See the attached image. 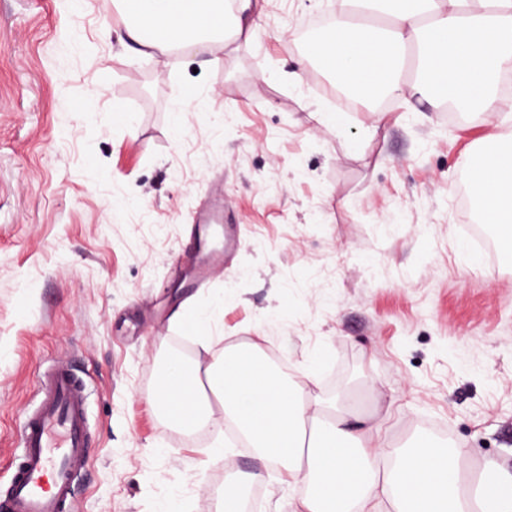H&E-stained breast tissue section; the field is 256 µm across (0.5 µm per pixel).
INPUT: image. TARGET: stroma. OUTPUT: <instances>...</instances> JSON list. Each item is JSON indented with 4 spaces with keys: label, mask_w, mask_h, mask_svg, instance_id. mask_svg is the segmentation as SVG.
Wrapping results in <instances>:
<instances>
[{
    "label": "stroma",
    "mask_w": 512,
    "mask_h": 512,
    "mask_svg": "<svg viewBox=\"0 0 512 512\" xmlns=\"http://www.w3.org/2000/svg\"><path fill=\"white\" fill-rule=\"evenodd\" d=\"M254 35L163 55L129 43L111 0H0V493L41 373L73 363L93 447L71 512H215L227 479L258 470L246 512H292L254 453H215L224 407L187 433L156 411V366L182 344L254 343L312 395L350 396L393 442L444 445L512 473V257L462 235L457 194L512 95L448 120L391 101L319 123L329 96L297 60L303 20L333 0H253ZM240 238L200 288L183 285L219 237Z\"/></svg>",
    "instance_id": "stroma-1"
}]
</instances>
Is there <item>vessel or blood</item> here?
Returning <instances> with one entry per match:
<instances>
[{
    "label": "vessel or blood",
    "instance_id": "b4317fda",
    "mask_svg": "<svg viewBox=\"0 0 512 512\" xmlns=\"http://www.w3.org/2000/svg\"><path fill=\"white\" fill-rule=\"evenodd\" d=\"M21 462L0 512H67L78 467L91 448L87 392L71 368L57 363L44 371L40 398L20 426Z\"/></svg>",
    "mask_w": 512,
    "mask_h": 512
}]
</instances>
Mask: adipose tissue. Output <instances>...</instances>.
<instances>
[{
	"mask_svg": "<svg viewBox=\"0 0 512 512\" xmlns=\"http://www.w3.org/2000/svg\"><path fill=\"white\" fill-rule=\"evenodd\" d=\"M333 21L302 53L343 83L374 122L383 95H419L435 105L490 112L498 80L512 71V0H336ZM130 39L163 52L198 51L249 37L250 0H113ZM476 220L493 225L512 255V135L491 133L468 161ZM213 364L171 362L156 405L172 426L193 431L209 419L208 394L224 404L257 456L306 494L293 512H512V475L495 462L467 472L460 451L421 436L397 446L359 426L353 406L311 396L302 376L279 375L257 345L213 349ZM489 488L491 503L472 486Z\"/></svg>",
	"mask_w": 512,
	"mask_h": 512,
	"instance_id": "ef3b65f1",
	"label": "adipose tissue"
}]
</instances>
